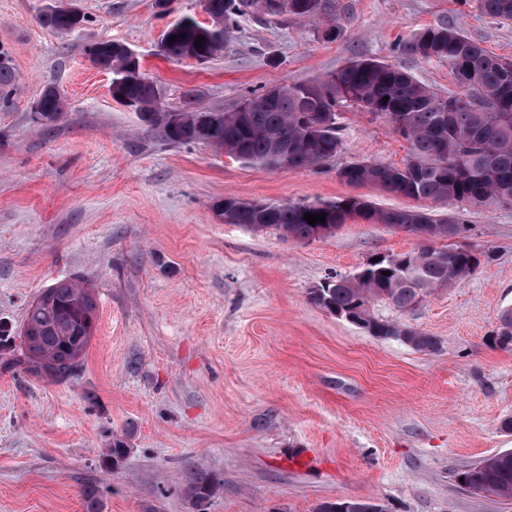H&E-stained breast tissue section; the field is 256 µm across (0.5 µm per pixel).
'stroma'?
<instances>
[{"mask_svg": "<svg viewBox=\"0 0 512 512\" xmlns=\"http://www.w3.org/2000/svg\"><path fill=\"white\" fill-rule=\"evenodd\" d=\"M52 0H0V45L14 59L13 105L0 111V319L59 281L94 286L97 322L77 375L55 381L0 367V512H317L374 499L387 512H512L455 475L512 449V351L490 342L512 306V208L461 212L456 242L480 254L470 277L401 311L375 315L424 331L438 352L376 339L308 300L310 288L369 259L414 250L410 232L364 220L301 242L228 224L216 202L409 199L341 180L356 160L398 165L408 145L370 113L348 110L344 150L322 169L245 166L206 144L180 145L115 101L89 64L99 41L125 45L166 109L188 93L230 112L250 92L307 82L351 59L396 64L439 94L446 65L396 51L447 20L512 56V21L475 0H334L340 34L285 16L243 17L206 62L159 51L169 18L154 0H71L68 33L37 18ZM67 110L50 126L31 110L45 86ZM122 438L117 468L103 452ZM305 455L310 464L295 467ZM217 491L195 506L191 476Z\"/></svg>", "mask_w": 512, "mask_h": 512, "instance_id": "stroma-1", "label": "stroma"}]
</instances>
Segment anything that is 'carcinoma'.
<instances>
[{
  "instance_id": "carcinoma-1",
  "label": "carcinoma",
  "mask_w": 512,
  "mask_h": 512,
  "mask_svg": "<svg viewBox=\"0 0 512 512\" xmlns=\"http://www.w3.org/2000/svg\"><path fill=\"white\" fill-rule=\"evenodd\" d=\"M212 23L202 25L184 16L170 23L161 39V54L168 59L207 61L224 48L238 29V19L257 8L270 16L284 14L317 21L331 12L330 0H206ZM479 11L496 19L512 20V0H476ZM44 28L72 31L68 14L44 11ZM174 41H169L172 36ZM203 37L202 46L195 44ZM402 54L448 65L458 90L442 96L397 65L375 59H355L334 72L307 83L278 86L269 102L264 92L243 101L245 109L213 112L197 107L192 98L175 111L163 107L159 90L140 64L130 60L120 44L94 43L86 55L94 67L112 74V97L150 114L145 126L161 129L171 143H203L224 151L244 165L269 168H320L344 150L342 111L353 108L385 120L391 131L408 144L401 166L355 161L340 168L339 178L351 185L371 186L415 201L429 200L458 208L454 213L425 207L380 211L364 198L336 201L265 203L226 198L215 210L230 214L229 223L285 237L311 241L328 236L357 216L432 237L410 252L382 255L367 261L355 274L332 277L311 288V304L331 314L351 315L370 328L369 335L397 341L435 353L440 342L394 320L375 317L370 304L386 300L399 309L416 306L429 291L448 287L472 275L479 260L470 250L436 241L464 232L459 212L512 206V57L495 55L456 26L438 21L413 32L398 44ZM14 63L0 47V110L12 105ZM387 102H382L383 98ZM41 123L52 125L65 112L59 91L49 85L36 101ZM325 214V221L309 224L303 215ZM389 275L384 276L382 272ZM96 321V303L87 281L55 283L29 303L18 336L21 362L27 370L58 381L79 370ZM502 349L512 350V307L503 309L493 336ZM128 448L112 440L106 461L117 467ZM456 478L474 489L493 487L499 497L512 498V450L498 452L461 469ZM347 504L358 512H375L373 499L324 502L317 512H340Z\"/></svg>"
}]
</instances>
